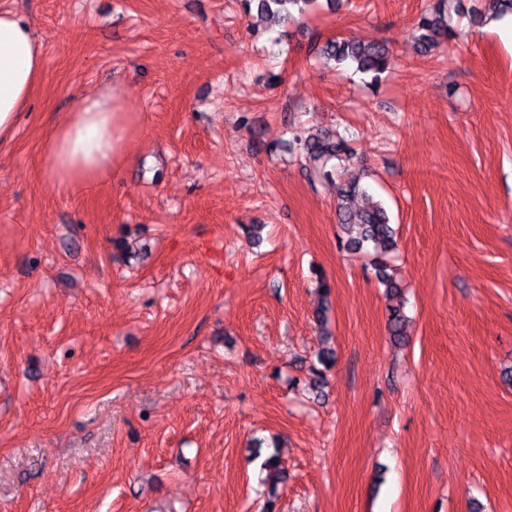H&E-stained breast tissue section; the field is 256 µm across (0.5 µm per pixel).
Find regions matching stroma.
Segmentation results:
<instances>
[{
    "mask_svg": "<svg viewBox=\"0 0 512 512\" xmlns=\"http://www.w3.org/2000/svg\"><path fill=\"white\" fill-rule=\"evenodd\" d=\"M429 3L279 23L241 0H0L45 56L0 147V512H262L255 437L281 443L278 512H512V14L452 0L468 42L421 56ZM338 36L394 69L373 86L310 55ZM104 90L126 158L63 193L44 142ZM336 123L358 158L310 177L289 130ZM355 180L398 227L400 343L336 222Z\"/></svg>",
    "mask_w": 512,
    "mask_h": 512,
    "instance_id": "obj_1",
    "label": "stroma"
}]
</instances>
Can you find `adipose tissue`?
<instances>
[{
    "instance_id": "obj_1",
    "label": "adipose tissue",
    "mask_w": 512,
    "mask_h": 512,
    "mask_svg": "<svg viewBox=\"0 0 512 512\" xmlns=\"http://www.w3.org/2000/svg\"><path fill=\"white\" fill-rule=\"evenodd\" d=\"M44 54L30 21L0 8V145L16 133L44 69ZM130 120L112 92L86 97L64 113L44 147L45 175L63 191L95 185L111 175L125 157Z\"/></svg>"
}]
</instances>
